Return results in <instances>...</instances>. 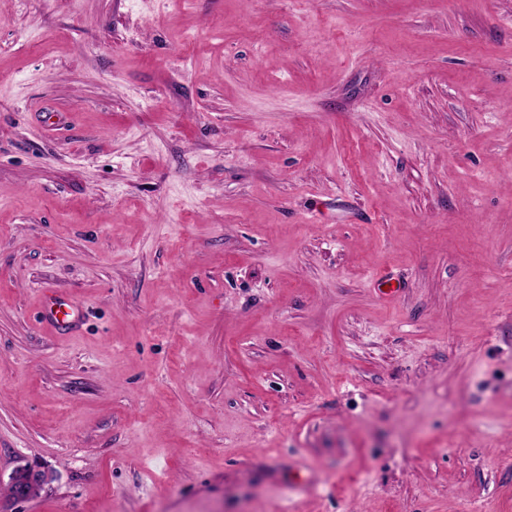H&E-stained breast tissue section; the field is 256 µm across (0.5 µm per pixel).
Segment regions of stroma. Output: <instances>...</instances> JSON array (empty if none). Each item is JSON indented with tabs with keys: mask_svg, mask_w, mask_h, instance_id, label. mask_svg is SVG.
Wrapping results in <instances>:
<instances>
[{
	"mask_svg": "<svg viewBox=\"0 0 512 512\" xmlns=\"http://www.w3.org/2000/svg\"><path fill=\"white\" fill-rule=\"evenodd\" d=\"M25 464L12 512H512V0H0ZM43 324L58 336L67 334L81 319L80 309L64 294L45 289L39 299ZM47 478V473L38 466H18L9 476V483L15 487V493L11 499L14 502L28 499L31 496L28 488L42 487L47 481Z\"/></svg>",
	"mask_w": 512,
	"mask_h": 512,
	"instance_id": "stroma-1",
	"label": "stroma"
}]
</instances>
